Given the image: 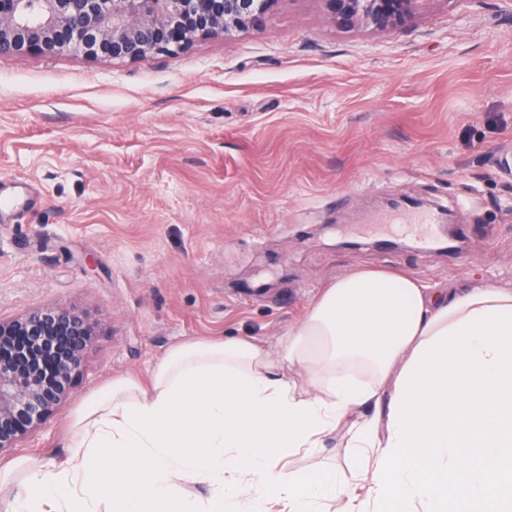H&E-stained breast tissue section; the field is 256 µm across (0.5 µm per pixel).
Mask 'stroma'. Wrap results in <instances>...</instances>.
I'll use <instances>...</instances> for the list:
<instances>
[{"mask_svg":"<svg viewBox=\"0 0 512 512\" xmlns=\"http://www.w3.org/2000/svg\"><path fill=\"white\" fill-rule=\"evenodd\" d=\"M512 0H421L400 28H336L322 0L180 55H0V317L85 314L83 376L0 467L66 452L72 416L173 347L270 353L337 277L512 288ZM452 249L413 247L420 208ZM285 471L355 464L330 435Z\"/></svg>","mask_w":512,"mask_h":512,"instance_id":"1","label":"stroma"}]
</instances>
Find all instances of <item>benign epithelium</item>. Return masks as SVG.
<instances>
[{
    "label": "benign epithelium",
    "mask_w": 512,
    "mask_h": 512,
    "mask_svg": "<svg viewBox=\"0 0 512 512\" xmlns=\"http://www.w3.org/2000/svg\"><path fill=\"white\" fill-rule=\"evenodd\" d=\"M276 0H0V54L145 60L259 28ZM344 30L392 31L421 0H323ZM86 320L65 306L0 319V452L41 428L81 375Z\"/></svg>",
    "instance_id": "1"
}]
</instances>
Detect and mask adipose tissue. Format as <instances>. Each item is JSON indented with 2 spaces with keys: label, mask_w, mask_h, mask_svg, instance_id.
<instances>
[{
  "label": "adipose tissue",
  "mask_w": 512,
  "mask_h": 512,
  "mask_svg": "<svg viewBox=\"0 0 512 512\" xmlns=\"http://www.w3.org/2000/svg\"><path fill=\"white\" fill-rule=\"evenodd\" d=\"M325 373V394L285 368ZM365 367L370 382L353 378ZM386 401L366 418L359 407ZM339 431L360 479L286 473L279 462ZM0 512H512V288L432 290L362 270L336 279L281 343L191 341L156 364L149 387L113 381L87 398L67 454L17 460ZM213 493L193 499L189 483Z\"/></svg>",
  "instance_id": "adipose-tissue-1"
}]
</instances>
